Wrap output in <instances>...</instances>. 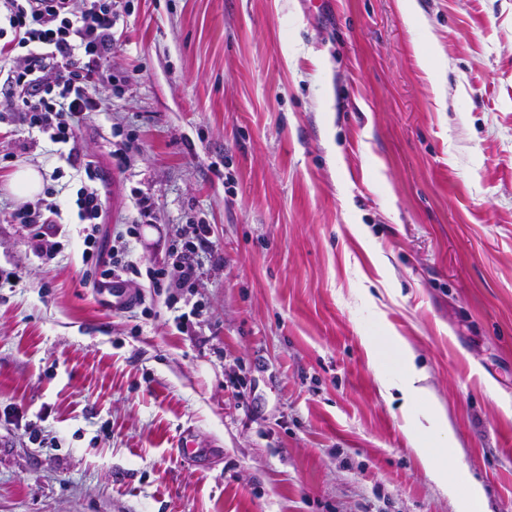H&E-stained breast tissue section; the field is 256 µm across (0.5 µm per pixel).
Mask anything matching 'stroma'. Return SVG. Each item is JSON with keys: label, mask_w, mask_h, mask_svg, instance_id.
<instances>
[{"label": "stroma", "mask_w": 512, "mask_h": 512, "mask_svg": "<svg viewBox=\"0 0 512 512\" xmlns=\"http://www.w3.org/2000/svg\"><path fill=\"white\" fill-rule=\"evenodd\" d=\"M108 64L75 129L101 237L214 250L114 311L79 175L0 91V512H461L406 437L434 409L450 480L512 512V0H118ZM23 166L51 259L11 219ZM85 177L81 182L84 184L76 193L74 205L77 210V217L80 224H89L83 228L84 238L83 245L85 248L82 252V261L88 264L90 261L96 269H99L100 280H96L97 285L112 283V281H120L126 283L130 280V276L141 275L138 263L130 257L128 248H124L121 252L115 250L112 246V257L109 261H105L101 257L103 245H98L96 237L97 225L102 217L101 195L97 186L98 182L103 181L99 168L92 160L87 161L84 166ZM12 186L19 196H32L41 190L42 176L37 169L23 167L15 172ZM191 231L179 234V239L171 245L172 255L175 256L172 269L147 270L155 288L161 286V282L169 277L175 286H183L197 281L202 275L200 264L194 260L199 250H212L213 242L209 239L210 229L206 224H190ZM407 366L408 376L405 382L392 386V388H396L402 393V398L404 399V403L402 405L403 409L411 399L424 391L423 388L415 386L416 382H419L422 379V374L421 371L417 370L411 355H409V358H407Z\"/></svg>", "instance_id": "35a3bbf8"}]
</instances>
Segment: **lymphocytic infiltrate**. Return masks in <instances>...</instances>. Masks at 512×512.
I'll return each mask as SVG.
<instances>
[{
    "mask_svg": "<svg viewBox=\"0 0 512 512\" xmlns=\"http://www.w3.org/2000/svg\"><path fill=\"white\" fill-rule=\"evenodd\" d=\"M0 8L14 34L0 44V56L18 48L23 51L18 66L6 78L17 97L15 111L28 116L30 127L52 143H73L74 118L98 108L92 87L112 82L105 61L112 50L113 0H83L79 10L72 8L71 0H0ZM83 169V185L74 201L84 225L82 260L94 263L101 283L128 282L141 270L126 249L113 252L110 260L102 259L96 237L102 216L98 188L102 176L94 162H86ZM212 246L209 227L192 225L171 246V270L150 271L153 285L166 279L178 286L197 281L201 266L194 256Z\"/></svg>",
    "mask_w": 512,
    "mask_h": 512,
    "instance_id": "f902f5d3",
    "label": "lymphocytic infiltrate"
}]
</instances>
